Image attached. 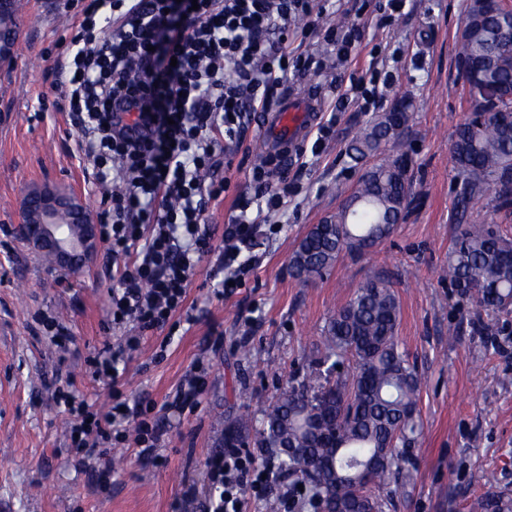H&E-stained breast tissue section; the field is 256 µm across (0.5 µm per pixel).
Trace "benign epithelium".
Segmentation results:
<instances>
[{"instance_id": "1", "label": "benign epithelium", "mask_w": 512, "mask_h": 512, "mask_svg": "<svg viewBox=\"0 0 512 512\" xmlns=\"http://www.w3.org/2000/svg\"><path fill=\"white\" fill-rule=\"evenodd\" d=\"M491 19L505 24L512 10L507 0H486ZM17 44L13 27H0V60L9 59ZM15 233L43 253L51 254L53 267L79 269L78 261L91 256L98 241L92 216L80 196L47 183L31 185L24 196Z\"/></svg>"}]
</instances>
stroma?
Here are the masks:
<instances>
[{
  "label": "stroma",
  "instance_id": "stroma-1",
  "mask_svg": "<svg viewBox=\"0 0 512 512\" xmlns=\"http://www.w3.org/2000/svg\"><path fill=\"white\" fill-rule=\"evenodd\" d=\"M22 4L15 53L0 66V512H171L187 483L203 485L206 459L223 450L225 422L245 407L262 416L289 376L315 368L326 320L374 275L389 281L399 298L400 345L421 376V433L405 451L399 475L405 490L392 493L385 512H469L471 500L488 490L512 492V312L483 311L445 275L462 182L450 147L468 111L457 68L466 0H407L389 26L378 23L373 0H331L323 26L355 19L365 40L348 63L291 79L285 98L311 99L323 109L337 98L333 76L367 82L388 73L391 82L379 86L370 108L352 104L335 113L319 154H312L308 137L282 154L298 192L272 234L258 238V261L244 286L224 300L211 298L214 261L206 259L188 290L193 321L175 332L164 359L152 358L160 330L131 353L123 379L128 397L163 405L200 361L209 383L200 408L163 419L164 465L139 457L133 446L110 448L107 489L70 460L67 416L47 384L62 378L80 397L108 407V393L85 360L130 333L106 322L116 269L101 248L81 270L57 271L11 233L24 191L34 183L81 195L95 221L108 208L80 149L65 89L50 78L80 17L68 0ZM400 98L412 103L411 208L371 254H342L321 279L299 281L289 267L298 241L335 214L362 172L346 154L348 142ZM242 138L229 154L230 188L206 217L218 237L237 197L249 190L250 168L270 153L256 119L246 120ZM38 311L53 312L70 328L66 361L35 336Z\"/></svg>",
  "mask_w": 512,
  "mask_h": 512
}]
</instances>
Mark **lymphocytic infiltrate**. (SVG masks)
I'll list each match as a JSON object with an SVG mask.
<instances>
[{"label":"lymphocytic infiltrate","instance_id":"obj_1","mask_svg":"<svg viewBox=\"0 0 512 512\" xmlns=\"http://www.w3.org/2000/svg\"><path fill=\"white\" fill-rule=\"evenodd\" d=\"M325 12L321 0H87L73 57L56 77L68 88L96 180L110 191L99 233L124 263L110 290L111 322L133 323L136 333L89 361L109 391L108 412L50 388L70 418L68 450L78 465L130 441L163 463L160 411L200 407L208 386L202 366L160 409L125 398L121 368L142 336L181 312L204 258L215 257L223 272L213 297L232 294L251 262L258 212L280 211L294 192L287 168L267 158L250 169L253 195L238 199L222 238L205 225L210 203L229 188L214 177L224 164L220 140L237 142L245 113L270 111L289 78L323 70V59L292 54L288 33L297 17ZM206 478V498L187 485L173 512L197 501L204 512H241L246 496L266 497L275 481L234 448L208 460Z\"/></svg>","mask_w":512,"mask_h":512}]
</instances>
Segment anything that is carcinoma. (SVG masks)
Listing matches in <instances>:
<instances>
[{
  "label": "carcinoma",
  "mask_w": 512,
  "mask_h": 512,
  "mask_svg": "<svg viewBox=\"0 0 512 512\" xmlns=\"http://www.w3.org/2000/svg\"><path fill=\"white\" fill-rule=\"evenodd\" d=\"M483 0H470L458 43V65L467 94L481 97L486 86L512 93V35L504 39L481 15ZM401 118L383 112L352 140L347 155L359 164L373 160L356 189L332 217L335 224L309 231L290 258V269L304 282L323 276L341 253L365 255L393 232L412 203L410 179L396 163L410 167L413 148L407 138L411 102L403 98ZM506 102L485 100L490 116L464 120L456 129L451 153L464 176L457 202L459 221L448 252V279L461 293L491 311L512 305V239L500 230L466 222L470 205L487 195L498 211L512 210V189L503 176L512 168V123L499 119ZM400 307L388 281L371 277L326 322L322 343L327 374L315 380L291 377L263 413L256 447L277 448V473L290 481L301 503L319 495L303 464L317 468L326 494L342 512H384L379 490L400 474L402 448L418 431L421 378L398 342ZM244 410L228 426L242 448L253 428ZM310 488L302 491L300 487ZM470 512H512V495L486 492Z\"/></svg>",
  "instance_id": "1"
}]
</instances>
